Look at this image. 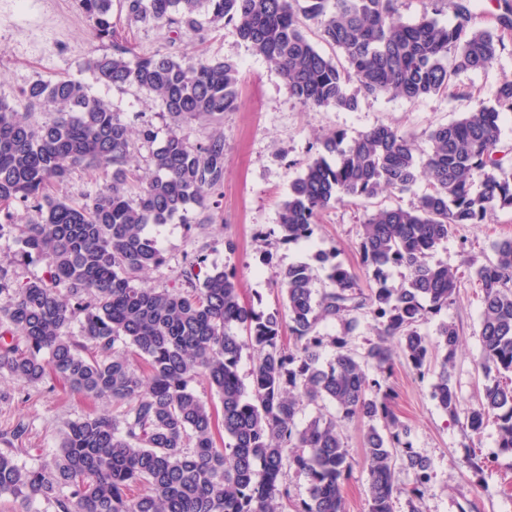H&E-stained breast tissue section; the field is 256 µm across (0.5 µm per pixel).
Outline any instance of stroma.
<instances>
[{"label":"stroma","instance_id":"stroma-1","mask_svg":"<svg viewBox=\"0 0 512 512\" xmlns=\"http://www.w3.org/2000/svg\"><path fill=\"white\" fill-rule=\"evenodd\" d=\"M117 29L140 56L161 50L177 57L223 58L238 64L236 109L218 122H194L184 129L194 144L213 133L224 139V181L214 195L218 205L191 209L185 219L159 227L164 262L150 269L145 278L159 289L179 288L187 271L203 275L213 267H223L237 272L245 298L257 302L262 310L283 305L275 272L300 262L315 263L319 252H335L345 265L360 266L364 209L353 203L322 212L308 239L282 244L275 236L281 204L320 134L342 131L353 138L383 123L422 138L462 113L491 103L500 81L512 78L511 37L490 68L457 74L461 97L438 95L418 103L379 97L361 100L353 111L305 109L290 97L274 67L254 55L232 26L205 23L200 39L153 24L130 26L122 19ZM109 49V43L94 37L76 0H0V98L13 103L35 81L68 77L81 81L90 96L110 102L136 132L147 126L156 139L165 138L170 120L155 95L133 86L102 85L87 69L89 58ZM155 141L133 137L130 169L149 174ZM33 215L32 208L22 203L0 209V261L10 263L19 283L43 277L47 270L46 260L27 262L17 257L19 244L11 227L28 223ZM507 238H512L510 209L498 211L490 224L457 226L433 255L434 261L454 271L456 291L448 308L423 323L420 330L433 340L440 321L458 327L461 343L448 376L465 408L475 404L483 383L475 367L480 354L481 291L471 267L494 260L493 243ZM264 250L269 253L265 261L260 258ZM368 374L395 392L393 409L408 429L412 449L431 464V479L419 503L421 512H512V455H496L495 425L473 436L461 420L443 412L432 399L435 372L418 375L401 352H394L386 371L372 368ZM107 408V403L85 400L56 379L27 384L0 378V435L17 422L28 423L24 446L29 457L41 461L51 458L69 422ZM365 429V423L357 419L344 425L353 467L345 487L347 512H368L369 508L362 442ZM469 448L489 457L482 474L466 466L464 454Z\"/></svg>","mask_w":512,"mask_h":512}]
</instances>
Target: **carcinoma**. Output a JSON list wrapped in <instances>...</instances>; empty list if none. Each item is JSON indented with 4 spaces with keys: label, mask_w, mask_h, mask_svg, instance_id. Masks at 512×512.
I'll return each mask as SVG.
<instances>
[{
    "label": "carcinoma",
    "mask_w": 512,
    "mask_h": 512,
    "mask_svg": "<svg viewBox=\"0 0 512 512\" xmlns=\"http://www.w3.org/2000/svg\"><path fill=\"white\" fill-rule=\"evenodd\" d=\"M130 24L154 22L176 32L210 22L234 27L252 53L281 75L304 108L353 111L362 98L420 102L461 95L453 76L482 71L512 32V0L497 27L475 25L473 0H431L406 22L397 0H121ZM98 40L112 52L89 59L96 80L153 93L173 127L152 153L151 177L131 192L127 168L132 130L105 101L70 78L36 81L23 102L0 99V208L30 203L37 219L14 224L20 256L48 260L46 276L17 284L0 264V377L37 383L50 375L112 412H91L62 433L49 462L27 463L16 448L29 426L19 421L3 437L0 496L43 501L53 512H346L352 463L338 421L368 423L369 512H393L396 464L413 471L406 489L411 512L431 478L430 462L402 441L405 425L392 410L395 394L369 379L368 363L386 369L397 345L413 368H426L431 343L420 325L447 308L456 281L432 261L459 224H490L512 209V171L505 169L501 117L512 112V79L492 103L440 125L421 152L416 137L379 125L348 139L318 138V153L289 186L279 213V240L307 239L329 206L362 204L406 191L419 177L429 192L410 209L365 212L358 244L367 276L321 252L329 288L317 293L306 263L276 275L285 309L258 310L241 299L236 272L214 268L203 282L186 275L176 290L151 288L143 275L163 254L151 229L208 202L224 175V139L192 144L182 125L218 121L236 107L238 68L228 60L138 57L119 41L112 0H78ZM450 9L453 21L440 19ZM336 48L320 52L309 24ZM44 106L56 117L32 123L22 106ZM85 166L102 187L82 203L51 194L71 168ZM495 260L473 268L482 292L481 353L485 378L477 404L461 409L448 378L460 343L455 324L437 329L443 358L432 398L480 435L497 428V448L512 455V239L493 245ZM406 270L395 287L390 270ZM376 340L364 358L349 348L360 317ZM340 326L323 334L320 323ZM78 325L79 336L72 335ZM333 358L320 362L323 350ZM256 358L243 382V351ZM203 379L219 397L224 436L214 409L194 388ZM328 401L339 418L317 416L300 426L303 407ZM380 422V426L373 422ZM305 476L307 498L290 501L287 470Z\"/></svg>",
    "instance_id": "1"
}]
</instances>
